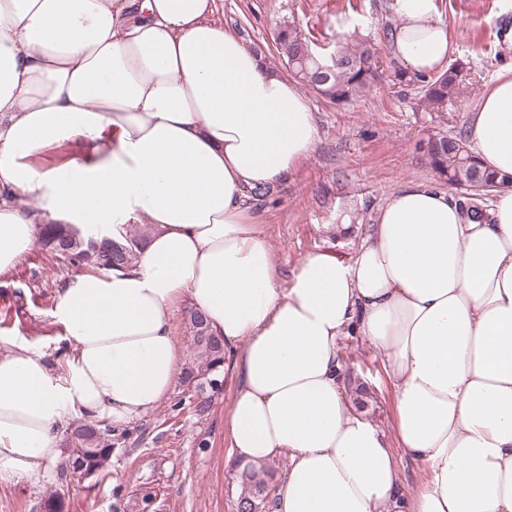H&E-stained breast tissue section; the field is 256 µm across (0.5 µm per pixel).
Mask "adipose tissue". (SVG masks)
<instances>
[{
    "mask_svg": "<svg viewBox=\"0 0 512 512\" xmlns=\"http://www.w3.org/2000/svg\"><path fill=\"white\" fill-rule=\"evenodd\" d=\"M217 0H0V276L45 224L152 233L126 271L84 274L53 316L64 372L0 353V482L59 461L63 427L127 424L182 372L172 330L190 302L240 381L232 466L287 456L273 512H512V189L485 221L426 182L392 192L351 261L307 254L281 288L252 207L319 139L299 88L215 19ZM395 56L425 75L451 41L435 0H394ZM468 142L512 174V67L481 96ZM81 137L92 155H27ZM366 341L394 392V430L355 401L339 353ZM421 464L401 488L394 450Z\"/></svg>",
    "mask_w": 512,
    "mask_h": 512,
    "instance_id": "ef3b65f1",
    "label": "adipose tissue"
}]
</instances>
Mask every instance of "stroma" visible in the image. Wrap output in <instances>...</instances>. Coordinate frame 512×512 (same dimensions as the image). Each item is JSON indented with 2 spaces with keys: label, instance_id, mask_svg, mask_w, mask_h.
I'll return each mask as SVG.
<instances>
[{
  "label": "stroma",
  "instance_id": "obj_1",
  "mask_svg": "<svg viewBox=\"0 0 512 512\" xmlns=\"http://www.w3.org/2000/svg\"><path fill=\"white\" fill-rule=\"evenodd\" d=\"M393 0H217L216 19L226 31L259 47L270 66L285 71L274 38L294 23L314 48L331 53L337 41L371 37L379 46L383 79L366 96L346 106L305 90L316 114L320 139L302 159L291 181L256 210L275 255L282 284H289L308 253L325 251L349 260L379 207L411 182L438 183L427 161V143L459 136L477 103L502 68L512 65V0H435L451 34L449 61L460 62L469 82L444 112L420 105L418 84L398 82L401 63L389 49L396 23ZM33 248L14 273L0 281V349L28 344L55 366H64L66 342L53 318L62 288L80 274ZM340 351L348 377L369 390L370 419L391 427L393 390L375 351L358 338L343 339ZM237 385L224 375V390L209 410L175 409L182 385L155 409L131 424L112 429V457L105 469L85 478L58 480L56 465L19 484L0 483V512H39L52 493L65 494V512H235L240 492L226 463L229 442L224 415ZM156 495L145 503L146 492Z\"/></svg>",
  "mask_w": 512,
  "mask_h": 512
}]
</instances>
